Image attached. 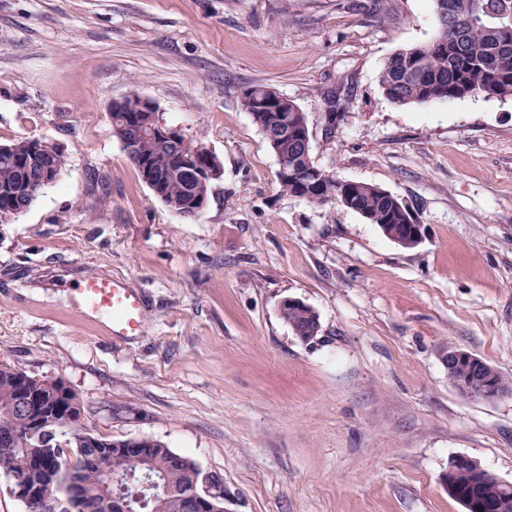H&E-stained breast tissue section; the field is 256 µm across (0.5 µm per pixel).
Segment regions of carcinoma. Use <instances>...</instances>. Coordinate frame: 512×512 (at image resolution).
<instances>
[{
    "label": "carcinoma",
    "instance_id": "carcinoma-1",
    "mask_svg": "<svg viewBox=\"0 0 512 512\" xmlns=\"http://www.w3.org/2000/svg\"><path fill=\"white\" fill-rule=\"evenodd\" d=\"M439 30L428 44L396 52L384 64L379 84L385 96L398 105L426 104L458 100L472 95L512 98V0H432ZM242 108L253 115L279 113L280 123L291 130L308 126L304 111L291 99L267 85L246 87L240 97ZM138 96L125 98L111 108L112 134L132 162L139 177L169 209L183 214L195 209L196 196L210 195L212 184H203L197 175L181 165L179 157L163 143L147 137L129 144L127 115L136 111ZM268 143L292 169L289 177L277 176L280 188L311 204H338L372 213L374 224H415L410 208L392 209L378 195L375 186L364 182L338 180L335 199L320 187L323 170L311 157L310 149L300 147L293 135ZM31 139L20 138L8 144L9 153H0V213L19 214L29 208V198L14 196L13 186L36 181V165L24 166L30 155ZM282 319L292 328L312 324L309 312L295 305L281 307ZM26 388L44 399L43 406L64 410L60 426L69 431L68 444L60 446L58 428L41 435H30L26 425L12 418L16 392ZM83 405L79 396L59 379H39L8 364H0V473H18L30 481L40 479L34 468L42 459L60 471L61 482L75 476L85 485L86 495L65 512H107V501L115 487L104 486L98 464L92 459L90 440L94 435L83 426ZM172 451L154 441L148 465L135 457L118 464L124 470L128 488L139 484L144 470L156 473L161 482L178 492L186 476L169 466Z\"/></svg>",
    "mask_w": 512,
    "mask_h": 512
}]
</instances>
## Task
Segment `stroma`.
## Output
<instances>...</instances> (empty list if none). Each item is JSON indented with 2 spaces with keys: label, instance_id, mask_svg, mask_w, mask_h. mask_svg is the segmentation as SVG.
I'll return each mask as SVG.
<instances>
[{
  "label": "stroma",
  "instance_id": "35a3bbf8",
  "mask_svg": "<svg viewBox=\"0 0 512 512\" xmlns=\"http://www.w3.org/2000/svg\"><path fill=\"white\" fill-rule=\"evenodd\" d=\"M389 2L379 20L367 0H0V143L66 156L0 223V363L64 381L98 437L190 457L224 512H464L445 484L462 456L512 482V394L463 396L445 362L457 346L512 378V99L388 101L384 63L437 32L432 0ZM256 84L306 113L323 170L407 204L421 243L281 191L240 105ZM132 94L221 161L199 216L156 198L113 136ZM91 275L142 296L141 334L71 310ZM288 297L315 339L282 320Z\"/></svg>",
  "mask_w": 512,
  "mask_h": 512
}]
</instances>
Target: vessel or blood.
Segmentation results:
<instances>
[{
  "label": "vessel or blood",
  "instance_id": "1",
  "mask_svg": "<svg viewBox=\"0 0 512 512\" xmlns=\"http://www.w3.org/2000/svg\"><path fill=\"white\" fill-rule=\"evenodd\" d=\"M71 309L96 314L114 336L139 334L144 323L142 298L117 279L90 276L74 290Z\"/></svg>",
  "mask_w": 512,
  "mask_h": 512
}]
</instances>
